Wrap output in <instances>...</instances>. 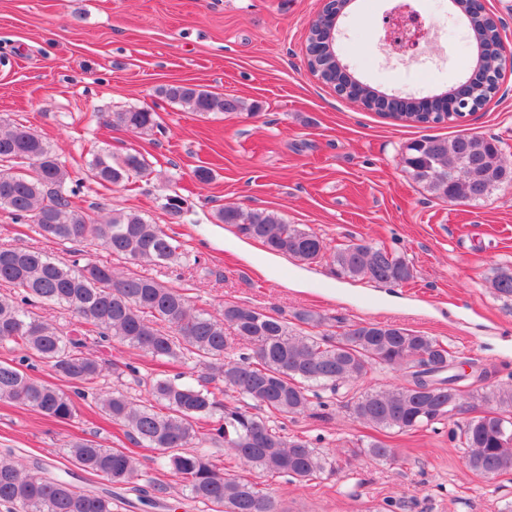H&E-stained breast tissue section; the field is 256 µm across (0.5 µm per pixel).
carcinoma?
I'll return each instance as SVG.
<instances>
[{
  "mask_svg": "<svg viewBox=\"0 0 512 512\" xmlns=\"http://www.w3.org/2000/svg\"><path fill=\"white\" fill-rule=\"evenodd\" d=\"M471 2L457 10L476 43L485 47L477 60L478 75L466 79L471 89L468 108L476 110L494 95L499 82L493 50L499 34L479 0ZM308 56L324 84L367 110L414 124L445 122L438 115L443 104L438 94L423 109L416 98L388 95L360 82L337 54L322 55L312 39ZM160 94L199 114L245 108L237 97L217 96L198 85L170 84ZM110 123L142 131L160 128L158 114L148 109L115 112ZM403 163L413 181L450 201H479L512 182V168L505 165L500 141L493 137H422L406 145ZM88 170L103 186L126 185L132 176L146 174L147 163L139 153L116 160L102 151L93 154ZM67 177L58 155L29 127L0 129V209L62 245L97 240L132 265H175L185 257L179 240L135 211H120L104 223L93 221L72 200L77 189L66 187ZM184 204L179 195H168L164 207L179 221L186 212ZM216 219L237 226L270 252L306 264L324 262L338 278L396 285L414 278L413 266L384 248L367 242L332 248L272 211L227 206L217 211ZM0 282L14 290L0 294V345L15 353L0 361V401L66 423L75 417L76 400L94 394L104 373L141 382L138 367L92 355L83 339L45 319L38 309L46 304L92 327L98 344L115 338L155 362L181 365L192 360L202 369L194 383L184 381L181 373L155 375L143 400L133 401L114 389L100 395L98 402L104 419L124 428L136 443L158 450L163 465L182 482L186 497L211 512H275V504L256 484L218 465L205 448L208 434L200 430L205 419L218 418L216 432L224 439V450L244 466L309 482L328 471L327 456L306 439L284 435L270 417L302 414L322 405L316 386L335 394L342 389L352 393L345 404L349 413L380 432L428 428L469 412L461 402L467 384L455 371L456 357L437 340L406 328L359 322L339 332L300 336L293 333L288 318L237 303L224 304L221 317L214 318L195 310L180 288L135 272H118L108 263H67L38 249L1 246ZM490 285L497 296L512 300V268L496 269ZM293 319L313 328L326 324L325 317L311 310L297 311ZM226 326L246 342V351H235ZM34 357L68 382L71 391L31 376ZM377 366L403 372L404 383L356 391L355 384ZM229 392L266 414L228 405L224 396ZM488 400L493 408L455 423L451 438L466 449L468 467L475 474H511L512 384L497 387ZM348 452L379 461L396 457V449L379 438ZM66 454L107 483L131 487L144 502L160 490L155 479H143L138 459L127 448L77 438ZM2 504L7 512H113L111 490L80 489L47 475L42 466L27 468L10 451L0 454Z\"/></svg>",
  "mask_w": 512,
  "mask_h": 512,
  "instance_id": "1",
  "label": "carcinoma"
}]
</instances>
